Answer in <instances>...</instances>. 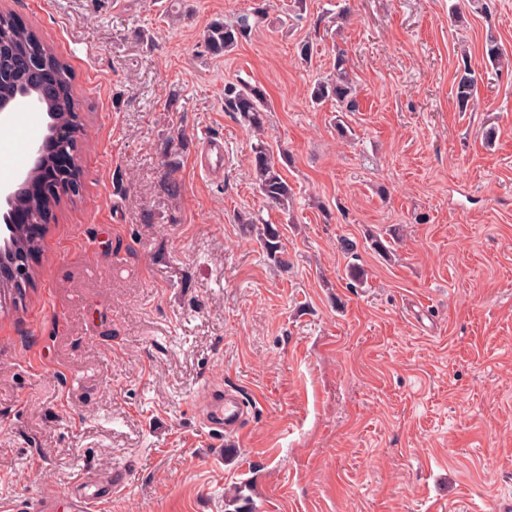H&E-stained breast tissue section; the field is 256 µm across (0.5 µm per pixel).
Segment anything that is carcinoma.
Segmentation results:
<instances>
[{
    "instance_id": "carcinoma-1",
    "label": "carcinoma",
    "mask_w": 512,
    "mask_h": 512,
    "mask_svg": "<svg viewBox=\"0 0 512 512\" xmlns=\"http://www.w3.org/2000/svg\"><path fill=\"white\" fill-rule=\"evenodd\" d=\"M265 16V10L257 8L252 12L237 16L232 23L212 22L204 35L205 48L213 54L228 53L238 43L249 37L253 28ZM41 47L38 58L39 68L53 72L56 81L57 97L49 101L51 109L60 114L62 120L71 126H79L77 113L69 110L72 99L73 74L69 66L61 62L40 38L35 28L27 29L14 22L5 13L0 15V70L9 73L14 59L23 54L31 53L34 46ZM477 87V76L468 63L459 69L455 97L460 109H467L473 100ZM311 97L316 103L330 100L335 103L336 112H356L359 102L353 80L346 67L343 51L336 52V75L327 81L317 82L311 89ZM267 102L262 90L242 82H228L224 85V111L240 116L251 131L262 134L264 131V113ZM252 168L255 185L259 193L268 202L281 210H288L292 196V188L282 173V165L276 162L266 143L258 140L254 145ZM55 200L47 199V195L23 191L18 196V205L26 213L40 218L45 222ZM277 228L270 224L263 225L258 240L270 253L277 252ZM40 239L35 237L30 226L17 224L0 244V269L19 265L28 257L39 251Z\"/></svg>"
}]
</instances>
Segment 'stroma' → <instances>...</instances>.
I'll use <instances>...</instances> for the list:
<instances>
[{
	"mask_svg": "<svg viewBox=\"0 0 512 512\" xmlns=\"http://www.w3.org/2000/svg\"><path fill=\"white\" fill-rule=\"evenodd\" d=\"M265 4L231 52L213 21ZM73 73L80 182L0 305V507L125 467L100 512H495L512 499V0H0ZM314 47L300 63L302 41ZM344 50L339 134L309 89ZM479 76L460 111L456 72ZM264 90L289 212L224 85ZM224 141L208 177L204 137ZM279 231L270 256L251 226ZM390 242V254L373 240ZM353 250H345L344 242ZM282 264H275V257ZM365 272L351 283V268ZM253 406L211 434L209 389ZM252 168L256 188L262 197L279 209L288 211L292 188L282 173V165L276 162L261 137L254 145ZM236 388L224 387V402L216 404L210 395L194 402L195 411L210 432L218 436L240 435L246 421L247 407Z\"/></svg>",
	"mask_w": 512,
	"mask_h": 512,
	"instance_id": "1",
	"label": "stroma"
}]
</instances>
